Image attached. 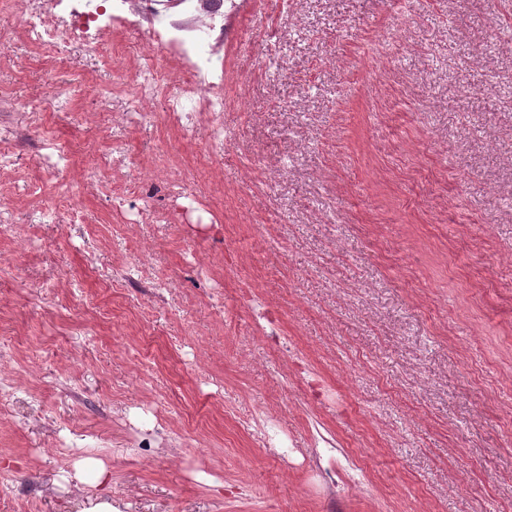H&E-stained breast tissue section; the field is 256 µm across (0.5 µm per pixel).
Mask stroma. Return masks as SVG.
<instances>
[{
  "label": "stroma",
  "mask_w": 512,
  "mask_h": 512,
  "mask_svg": "<svg viewBox=\"0 0 512 512\" xmlns=\"http://www.w3.org/2000/svg\"><path fill=\"white\" fill-rule=\"evenodd\" d=\"M277 27L279 41L266 38ZM512 0H244L227 33L224 155L90 100L48 114L76 144L0 238V512H512ZM0 64L41 95L46 59ZM105 42L77 52L112 99ZM71 68L60 69L66 81ZM127 160L85 172L116 139ZM224 185L204 249L130 224L112 189L159 152ZM96 167V166H95ZM75 201L80 224H29ZM146 281L115 280L135 254ZM236 309L224 326L213 296ZM274 308L285 347L255 327ZM276 418L281 459L240 427ZM85 458L112 473L75 487Z\"/></svg>",
  "instance_id": "1"
}]
</instances>
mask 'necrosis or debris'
<instances>
[{
  "mask_svg": "<svg viewBox=\"0 0 512 512\" xmlns=\"http://www.w3.org/2000/svg\"><path fill=\"white\" fill-rule=\"evenodd\" d=\"M236 7L237 0H0V35L21 22L25 42L43 50L54 65L72 59L79 49L99 45L113 32L142 34L147 47L126 92L128 107L115 113V125H146L153 118L149 105L160 104L164 124L184 141L201 142L204 157L215 161L224 152L225 29ZM158 48L177 65L175 88L160 79L154 56ZM89 95V86L69 82L45 103L19 105L1 97L0 174L19 166L16 142L27 131L42 128L47 113L70 112L74 100ZM154 170L176 204L138 209V223H208L212 209L205 187L186 190L181 166L168 154L157 156Z\"/></svg>",
  "mask_w": 512,
  "mask_h": 512,
  "instance_id": "1",
  "label": "necrosis or debris"
}]
</instances>
